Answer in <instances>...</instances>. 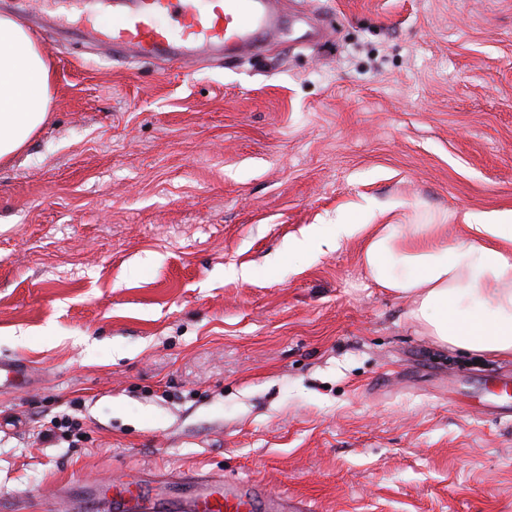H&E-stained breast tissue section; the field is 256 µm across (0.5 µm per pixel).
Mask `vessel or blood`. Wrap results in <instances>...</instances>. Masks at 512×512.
<instances>
[{
  "instance_id": "1",
  "label": "vessel or blood",
  "mask_w": 512,
  "mask_h": 512,
  "mask_svg": "<svg viewBox=\"0 0 512 512\" xmlns=\"http://www.w3.org/2000/svg\"><path fill=\"white\" fill-rule=\"evenodd\" d=\"M77 20L75 36L92 34L112 53H133L182 65L256 48L278 32L273 0H67ZM112 11V29L91 31L102 9ZM30 367L0 360V390L28 383ZM61 512H307L270 496L256 483L226 482L214 473L139 474L134 483L83 481L60 489Z\"/></svg>"
}]
</instances>
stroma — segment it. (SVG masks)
I'll use <instances>...</instances> for the list:
<instances>
[{
  "label": "stroma",
  "instance_id": "stroma-1",
  "mask_svg": "<svg viewBox=\"0 0 512 512\" xmlns=\"http://www.w3.org/2000/svg\"><path fill=\"white\" fill-rule=\"evenodd\" d=\"M260 54L180 70L35 33L50 116L0 165V512L220 472L319 512H512V359L420 335L362 237L512 210V0H277ZM248 266L249 280L228 276ZM87 442L40 439L65 409ZM31 377V368L25 362L18 359L0 360V390L28 383Z\"/></svg>",
  "mask_w": 512,
  "mask_h": 512
}]
</instances>
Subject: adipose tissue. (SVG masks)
<instances>
[{
    "label": "adipose tissue",
    "mask_w": 512,
    "mask_h": 512,
    "mask_svg": "<svg viewBox=\"0 0 512 512\" xmlns=\"http://www.w3.org/2000/svg\"><path fill=\"white\" fill-rule=\"evenodd\" d=\"M52 69L32 37L0 17V163L49 117ZM461 224L463 241L449 242ZM363 236L369 278L411 302L410 321L435 344L512 356V210L444 212L426 224H339L336 241Z\"/></svg>",
    "instance_id": "ef3b65f1"
}]
</instances>
